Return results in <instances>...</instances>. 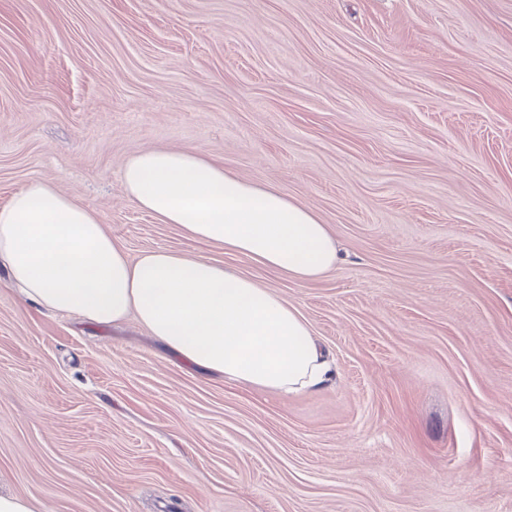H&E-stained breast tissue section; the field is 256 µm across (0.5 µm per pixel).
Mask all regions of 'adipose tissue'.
<instances>
[{"mask_svg": "<svg viewBox=\"0 0 512 512\" xmlns=\"http://www.w3.org/2000/svg\"><path fill=\"white\" fill-rule=\"evenodd\" d=\"M126 196L192 240L310 282L338 261L336 239L310 208L227 174L198 153L155 149L121 171ZM0 267L24 300L103 324L136 319L198 370L281 395L329 386L336 367L297 308L234 269L151 250L137 258L100 216L32 180L0 207Z\"/></svg>", "mask_w": 512, "mask_h": 512, "instance_id": "ef3b65f1", "label": "adipose tissue"}]
</instances>
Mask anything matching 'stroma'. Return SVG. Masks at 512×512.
Returning <instances> with one entry per match:
<instances>
[{
  "instance_id": "35a3bbf8",
  "label": "stroma",
  "mask_w": 512,
  "mask_h": 512,
  "mask_svg": "<svg viewBox=\"0 0 512 512\" xmlns=\"http://www.w3.org/2000/svg\"><path fill=\"white\" fill-rule=\"evenodd\" d=\"M198 152L313 209L301 283L125 195ZM130 257L171 249L296 307L321 391L227 383L135 317L22 301L0 269V492L35 512H512V0H0V206L28 181Z\"/></svg>"
}]
</instances>
